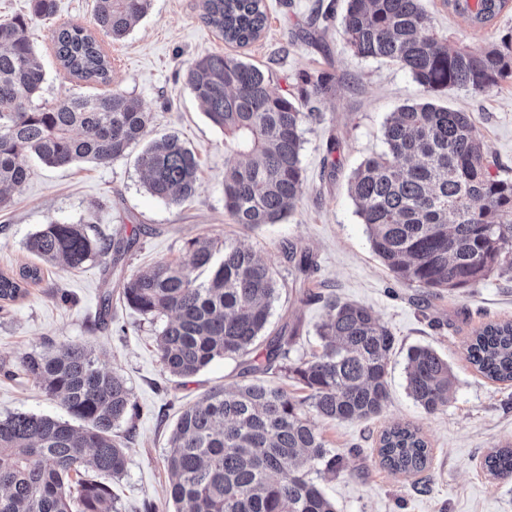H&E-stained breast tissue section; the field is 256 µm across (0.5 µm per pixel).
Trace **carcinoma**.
<instances>
[{
  "label": "carcinoma",
  "mask_w": 512,
  "mask_h": 512,
  "mask_svg": "<svg viewBox=\"0 0 512 512\" xmlns=\"http://www.w3.org/2000/svg\"><path fill=\"white\" fill-rule=\"evenodd\" d=\"M34 16L56 15L57 0H31ZM474 28L488 26L507 0H446ZM150 0H95L97 26L115 40L147 13ZM202 19L239 47L258 39L266 24L264 0H202ZM347 43L362 58L406 70L428 93L464 88L487 93L512 80V44L480 51L448 48L421 0H347ZM23 19L0 23V208L28 180L23 154L53 167L88 160L115 161L147 132L151 114L122 93L72 96L33 105L44 81ZM55 55L66 73L110 82L111 61L84 28L64 24ZM187 84L209 121L224 131L231 162L224 172V210L235 224H276L304 193L301 105L271 87L256 65L211 55L188 65ZM313 94L333 90L332 77L305 74ZM384 150L362 162L350 195L366 224L374 253L394 279L428 296L479 287L492 273L512 276V179L490 171L491 161L467 112L430 99L391 113ZM147 191L172 206L197 189L199 162L175 136L151 141L140 157ZM138 228L98 238L81 224L45 225L26 249L63 269L110 260L116 268ZM188 263L163 262L123 279L122 300L145 317H166L157 348L166 372L190 378L216 358L239 360L241 374L278 370L307 395L248 382L215 388L184 408L166 456L172 512H335L309 477L316 465L329 474L342 460L329 453L310 413L324 420L367 421L389 399L387 366L396 339L368 308L326 302L320 350L298 363L290 353L297 326L263 337L277 293L276 272L250 248L224 241L221 260L210 238L190 241ZM282 254L295 280L306 281L312 253L294 242ZM210 270L205 281L194 272ZM42 268L0 273V301L15 302ZM470 363L486 377L512 381V321L485 325L472 337ZM21 372L56 398L68 418L16 412L0 418V512H117L114 481L126 471V440L140 409L126 381L96 365L87 347L52 345L28 354ZM455 379L436 350L408 351L406 390L428 413L448 408ZM81 422L78 427L70 420ZM127 424L125 434L118 429ZM380 463L394 474L417 475L430 463L420 430L382 431ZM496 478L512 476V446L485 458Z\"/></svg>",
  "instance_id": "carcinoma-1"
}]
</instances>
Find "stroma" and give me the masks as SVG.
Listing matches in <instances>:
<instances>
[{
	"label": "stroma",
	"mask_w": 512,
	"mask_h": 512,
	"mask_svg": "<svg viewBox=\"0 0 512 512\" xmlns=\"http://www.w3.org/2000/svg\"><path fill=\"white\" fill-rule=\"evenodd\" d=\"M50 19L30 16L31 0H0V21L21 16L45 79L35 104L106 90L131 96L151 112L146 140L177 135L199 160L194 197L172 207L144 186L137 159L141 146L107 165L77 162L50 167L30 160L31 175L11 204L0 209V271L33 264L25 243L51 223L87 224L93 235L135 234L124 261L125 275L158 263L188 261L189 242L238 240L275 270L279 295L272 304L269 332L284 323L297 325L299 338L291 359L318 351L317 330L326 318L325 298L371 308L396 338L388 360L390 399L368 421H319L327 449L343 459L336 476L317 484L336 512H512V478L492 477L484 466L495 448L512 445V382L480 373L466 348L486 323L512 321V281L490 275L476 289L423 296L399 285L373 253L365 224L349 194L353 171L383 148L382 126L396 108L422 101L427 93L397 65L357 56L340 21L345 0H265L267 22L260 37L239 47L224 41L201 18V0H151L147 15L122 39L99 31L94 0H57ZM436 30L449 47L481 49L512 41V0L491 25L473 28L443 0H423ZM74 23L93 32L112 63L103 86L66 74L53 53L56 29ZM228 54L255 64L273 87L289 97L306 98L310 116L302 127L304 194L296 208L276 224L248 228L232 223L224 211V170L228 155L224 134L205 116L185 82L195 60ZM326 72L333 93L306 96L304 74ZM448 107L468 112L498 173L512 178V82L485 94L451 88L435 95ZM335 154H328V144ZM291 241L308 248L316 268L308 280L322 300L307 301L294 284L281 248ZM120 292L121 280L109 277L105 264L88 263L63 271L45 268L38 283L20 300L0 305V417L32 412L52 417L64 411L24 375L8 376L19 358L49 344L71 342L91 347L99 367L122 375L140 408L128 442L127 468L113 491L119 512H170L165 458L179 410L206 392L240 382L237 361L218 359L189 379L171 377L156 346L162 320H150L120 301L99 319L104 280ZM428 346L443 357L456 378L446 410L427 413L406 391L405 367L412 347ZM409 423L422 431L430 447L427 487L415 478L388 472L377 455L382 429Z\"/></svg>",
	"instance_id": "1"
}]
</instances>
